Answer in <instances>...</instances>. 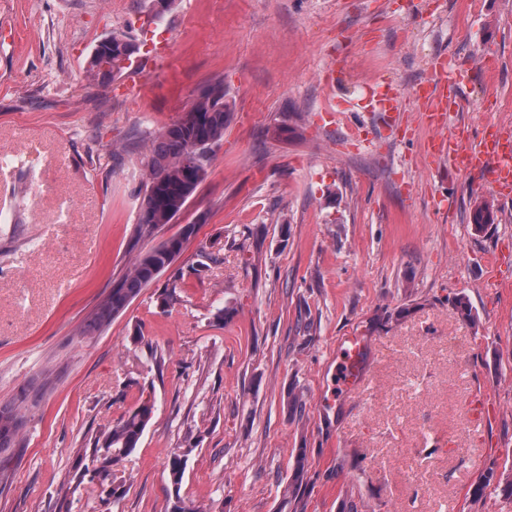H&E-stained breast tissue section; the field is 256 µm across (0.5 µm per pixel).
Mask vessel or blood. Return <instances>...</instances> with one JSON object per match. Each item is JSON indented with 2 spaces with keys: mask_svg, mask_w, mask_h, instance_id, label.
<instances>
[{
  "mask_svg": "<svg viewBox=\"0 0 512 512\" xmlns=\"http://www.w3.org/2000/svg\"><path fill=\"white\" fill-rule=\"evenodd\" d=\"M464 82L462 73L439 62L434 66L433 86L419 95L420 116L433 129L448 125L449 94ZM428 156L432 164L450 159L458 172L488 171L489 183L503 197L512 196V127L487 126L477 146L469 147L462 140L435 139L430 143ZM369 340L355 334L345 337L336 366L339 387L346 392L361 389L368 372Z\"/></svg>",
  "mask_w": 512,
  "mask_h": 512,
  "instance_id": "b4317fda",
  "label": "vessel or blood"
}]
</instances>
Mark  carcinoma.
Masks as SVG:
<instances>
[{
    "label": "carcinoma",
    "instance_id": "carcinoma-1",
    "mask_svg": "<svg viewBox=\"0 0 512 512\" xmlns=\"http://www.w3.org/2000/svg\"><path fill=\"white\" fill-rule=\"evenodd\" d=\"M103 42L112 46V67L99 66L92 55L89 59V73L95 79L122 75L132 66L134 55L138 53L139 46L135 37L128 31L114 32ZM230 115L228 90L224 81L218 79L203 89L185 115L149 139L148 151L142 158L146 180L139 191L143 195L141 207L148 208L149 217L136 224L137 239L153 237L161 226L171 223L185 210L207 175L215 151L224 138V127ZM195 229V225L187 224L180 234L171 237L172 250L169 252L155 247L139 253L86 320L79 336L88 338L107 328L183 253ZM40 397V393L32 394L23 388L11 402L0 404V453L15 445L24 425L23 411L35 405ZM154 407L151 397L141 399L133 411L119 418L100 434L95 441L94 452L103 453L108 465L130 455L139 445ZM191 452L190 448H180L170 455L169 474L176 489L182 482ZM305 467L306 449L301 448L292 475L293 487L303 484Z\"/></svg>",
    "mask_w": 512,
    "mask_h": 512
}]
</instances>
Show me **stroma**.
Masks as SVG:
<instances>
[{"label": "stroma", "mask_w": 512, "mask_h": 512, "mask_svg": "<svg viewBox=\"0 0 512 512\" xmlns=\"http://www.w3.org/2000/svg\"><path fill=\"white\" fill-rule=\"evenodd\" d=\"M0 0V402L52 386L10 452L0 512H512L472 492L512 481V199L484 173L426 164L410 92L445 57L471 71L451 125L512 124V0ZM115 31L144 43L88 79ZM345 67L326 84L327 65ZM223 79L232 116L188 207L136 240L138 132L159 133ZM390 85L410 135L368 104ZM118 152L110 166L98 162ZM37 201H30L33 189ZM488 202L494 222L471 214ZM185 251L102 333L84 321L139 252ZM178 283L181 301L157 297ZM470 312L462 314L456 298ZM232 316L217 321L219 310ZM368 381L337 389L345 337ZM150 392L138 447L101 474L96 438ZM303 401L288 410V392ZM190 455L173 487L172 451ZM307 486L291 501L299 449Z\"/></svg>", "instance_id": "35a3bbf8"}]
</instances>
